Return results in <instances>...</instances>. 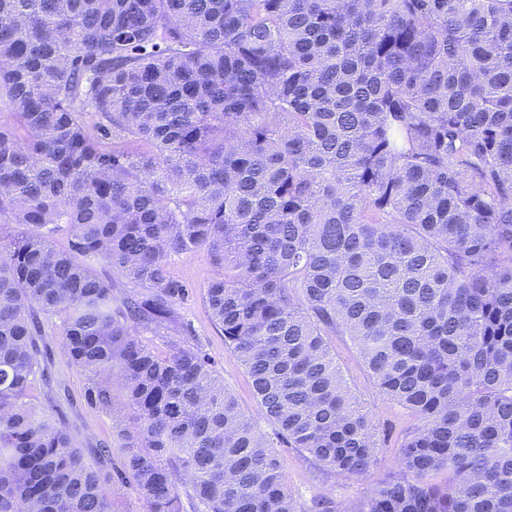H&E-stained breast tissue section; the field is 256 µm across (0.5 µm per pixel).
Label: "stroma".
<instances>
[{
    "mask_svg": "<svg viewBox=\"0 0 512 512\" xmlns=\"http://www.w3.org/2000/svg\"><path fill=\"white\" fill-rule=\"evenodd\" d=\"M171 271L185 281L189 290L187 300L177 306L181 320L190 324L203 350L212 358L216 371L223 377L225 387L236 394L242 410L262 431L272 432V424L259 412L244 369L225 347L224 336L211 322L202 300L203 287L213 275L206 253L196 250L175 257ZM336 358L348 386L374 421L378 435L397 438L401 429L408 425V416L371 383L351 350L337 347ZM47 360L51 384L46 387L42 382H35L34 403L44 404L46 396H53L65 413L64 419L76 446L83 448L111 440L112 421L85 403V378L70 364L59 331H52L47 338ZM278 454L286 483L298 503L306 507L313 498L328 495L336 503V512H346L354 503L373 494L398 470L391 445L381 448L377 461L365 472L352 477L328 474L292 448L279 449Z\"/></svg>",
    "mask_w": 512,
    "mask_h": 512,
    "instance_id": "35a3bbf8",
    "label": "stroma"
}]
</instances>
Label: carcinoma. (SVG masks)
<instances>
[{
  "mask_svg": "<svg viewBox=\"0 0 512 512\" xmlns=\"http://www.w3.org/2000/svg\"><path fill=\"white\" fill-rule=\"evenodd\" d=\"M2 212L0 512H301L277 449L379 452L338 340L417 421L352 512H512V0H0ZM54 316L110 446L29 398ZM171 272L182 278L189 290L187 300L177 305L181 320L191 325L203 350L214 361L216 371L224 378V386L236 394L242 410L263 432L272 433V424L259 413L257 400L251 394L244 369L224 346V336L211 322L203 303V287L214 273L206 253L196 250L175 257L171 263Z\"/></svg>",
  "mask_w": 512,
  "mask_h": 512,
  "instance_id": "obj_1",
  "label": "carcinoma"
}]
</instances>
